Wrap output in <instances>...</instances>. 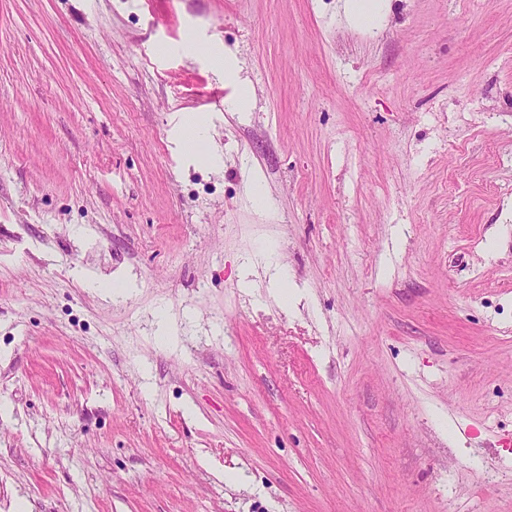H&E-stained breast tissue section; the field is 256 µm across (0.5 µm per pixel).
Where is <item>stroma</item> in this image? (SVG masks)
I'll return each mask as SVG.
<instances>
[{"label": "stroma", "instance_id": "obj_1", "mask_svg": "<svg viewBox=\"0 0 512 512\" xmlns=\"http://www.w3.org/2000/svg\"><path fill=\"white\" fill-rule=\"evenodd\" d=\"M340 3L0 0V512H512V0Z\"/></svg>", "mask_w": 512, "mask_h": 512}]
</instances>
